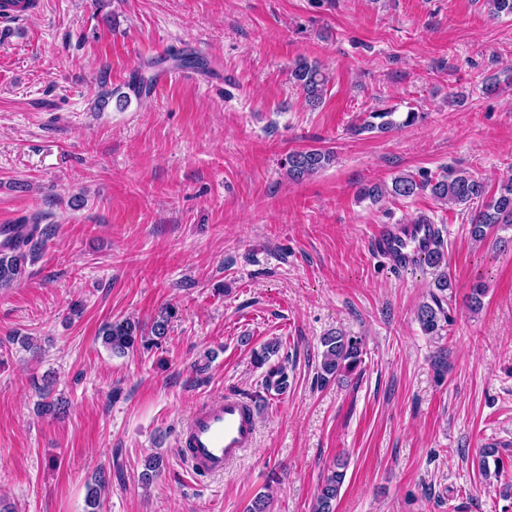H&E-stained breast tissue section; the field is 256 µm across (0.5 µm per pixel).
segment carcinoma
<instances>
[{"instance_id": "carcinoma-1", "label": "carcinoma", "mask_w": 512, "mask_h": 512, "mask_svg": "<svg viewBox=\"0 0 512 512\" xmlns=\"http://www.w3.org/2000/svg\"><path fill=\"white\" fill-rule=\"evenodd\" d=\"M291 78L312 105H319L326 92L327 77L323 69L315 62L305 59L297 61L291 69ZM421 118L418 112H407L404 118L395 119L391 110L374 111L369 113L356 131L378 129L388 132L397 127H407ZM334 160L329 151L319 149L295 151L288 155V177L299 181L325 168ZM421 192H428L435 199L455 206L466 208L484 197L485 185L480 180L466 172L449 171L448 174L433 177L421 174L417 177L403 174L395 177L391 186L373 185L361 188L359 195L376 202L385 195L409 198ZM497 224H512V181L504 184L498 196L492 198L483 208L475 210L470 218V234L476 240L487 236L488 230ZM51 225H28L26 236L19 241L16 250L11 255H0V289L9 288L19 281L23 275L27 256L35 251L50 236ZM417 264L438 271L435 278L439 293L431 294V301L422 303L417 310L416 319L424 334L442 337L445 327L452 322L451 315L444 307L445 297L441 293L450 288L448 281L447 258L441 238H436L435 248L421 256ZM175 317V310L165 308L156 318L150 331H145L139 322L130 318H119L102 328L103 341L112 349V353L125 355L139 349H149L158 346L168 335L170 324ZM321 371L330 376L341 372L351 371L361 363L362 348L358 340L341 334L328 335L322 338ZM288 374L285 367L279 365L267 371L265 389L278 392L287 387ZM494 461L495 468H500V450L493 445L481 449L476 460L478 471L487 474L489 461ZM164 460L160 456L150 455L144 459L141 472V482L150 484L162 471ZM346 461L336 459V466L324 478L316 497L314 512H334L335 503L340 495L345 481ZM110 477L102 471L94 477V484L89 488L88 505L91 512H99L101 491L106 488Z\"/></svg>"}]
</instances>
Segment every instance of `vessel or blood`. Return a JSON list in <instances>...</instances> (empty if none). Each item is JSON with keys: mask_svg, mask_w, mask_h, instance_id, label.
<instances>
[{"mask_svg": "<svg viewBox=\"0 0 512 512\" xmlns=\"http://www.w3.org/2000/svg\"><path fill=\"white\" fill-rule=\"evenodd\" d=\"M437 227L423 224L373 225L369 246L397 269L410 267L433 245ZM255 419L249 403L228 394L196 407L178 441V452L194 476L202 479L223 474L254 445Z\"/></svg>", "mask_w": 512, "mask_h": 512, "instance_id": "vessel-or-blood-1", "label": "vessel or blood"}]
</instances>
